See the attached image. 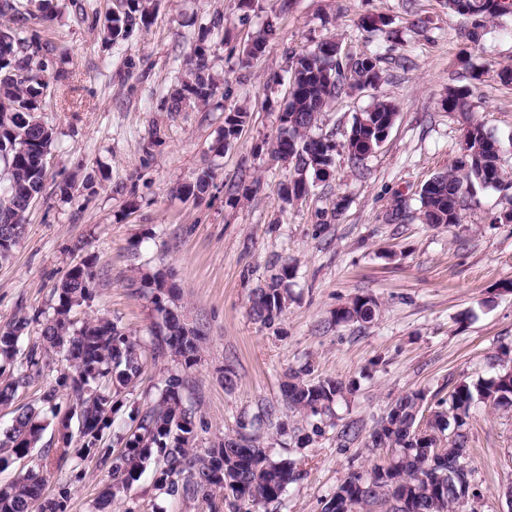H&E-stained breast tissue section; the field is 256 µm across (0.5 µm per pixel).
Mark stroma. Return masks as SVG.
Masks as SVG:
<instances>
[{
  "label": "stroma",
  "instance_id": "stroma-1",
  "mask_svg": "<svg viewBox=\"0 0 512 512\" xmlns=\"http://www.w3.org/2000/svg\"><path fill=\"white\" fill-rule=\"evenodd\" d=\"M110 5L52 0L53 21L28 25L53 47L40 118L57 140L26 232L0 262V325L30 317L22 343L38 341L34 312L48 309L71 267L90 259L95 296L74 320L105 316L145 342L161 315L127 280L137 267L171 273L182 312L204 337L183 393L197 409L195 448L242 429L259 435L275 457L296 460L302 476L257 512H322L350 472L391 460L392 449L371 447L370 435L397 399L420 392L425 406L437 407L460 382L491 376L502 351L512 350V291L504 289L512 282V223L498 219L512 194L478 190L465 197L461 223L448 227L425 224L417 201L462 153L461 119L442 106L452 87L470 89L471 111L500 140V164L512 180V85L498 78L512 67V13L478 22L449 11L445 0H151L148 24L109 47L92 19ZM371 14L387 26L364 31L361 20ZM477 23L482 38L465 67L458 54ZM209 25L208 64L219 88L208 102L170 111L199 30ZM269 26L275 33L263 51L247 57ZM324 41L344 56H377L381 80L322 112L313 133L337 144L331 175L310 180L308 195L288 204L280 188L289 165L272 151L288 70L292 56ZM379 99L396 104L395 123L375 153L352 165L342 144L354 116ZM236 107L248 108L250 121L228 149L214 151L224 114ZM205 169L213 177L201 198L179 193ZM399 199L406 211L395 220ZM286 262L296 273L285 311L262 325L250 297ZM358 295L378 301L375 320L335 323L336 310ZM304 364L308 381L357 383L312 423L282 394L289 371ZM174 370L146 363L125 393L124 427ZM351 422L360 435L348 442L341 432ZM463 432L476 492L470 512H512V407L477 404ZM52 440L45 431L30 461L0 471V483L39 466L45 497L65 485L68 512H90L110 473L86 461L77 480L71 464L43 466ZM112 512L210 508L162 494L149 470Z\"/></svg>",
  "mask_w": 512,
  "mask_h": 512
}]
</instances>
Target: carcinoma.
<instances>
[{
	"label": "carcinoma",
	"mask_w": 512,
	"mask_h": 512,
	"mask_svg": "<svg viewBox=\"0 0 512 512\" xmlns=\"http://www.w3.org/2000/svg\"><path fill=\"white\" fill-rule=\"evenodd\" d=\"M476 16H496L512 10L509 0H475ZM150 12L143 0H127L121 15L107 14L99 24V34L116 43L130 28L146 24ZM27 18L15 17L11 0H0V261L10 257L25 233V214L42 192L45 171L41 156L50 151L54 131L37 116L45 82L41 73L48 64L40 52L37 39L20 36ZM203 33L191 56L192 69L187 81L171 96V108L177 109L187 99L206 103L215 95L218 84L209 72L206 40ZM294 80L289 89L288 125L280 127L273 141V152L293 165V173L282 198L291 202L306 193L304 172L308 160L329 165L335 144L324 137L311 135L321 112L344 87L374 86L380 80L376 60L346 57L329 66L310 51L293 58ZM470 90L450 88L443 106L462 119V154L447 172L436 175L419 194L425 223L433 226L458 224L461 199L476 189L504 191L512 188L501 175V143L485 126L475 120L470 110ZM224 121V135L214 149L224 150L237 139L249 119L242 108L229 111ZM397 107L379 100L372 108L354 116L350 133L364 143L361 149L349 144V158L358 163L368 157L384 140L385 129L392 128ZM212 179L211 172L199 173L195 180L179 187L188 197L203 194ZM294 266L285 263L257 289L250 299L253 318L271 325L284 312L288 299L285 284ZM165 273L140 271L129 279V287L151 296L156 310L165 312L167 295L162 291ZM93 285L69 271L54 288L52 312L40 311L33 320L44 317L41 340L20 352L19 341L30 319L19 317L0 326V406L12 404L19 390L41 377L62 355L69 370H63L40 395L38 402L14 412L9 428L0 439V467L24 458L41 441L44 431L59 424L61 406L66 395L69 407L81 412L84 430L79 435L64 433L61 445L51 449L61 463L74 459L79 468L94 461L108 468L112 482L94 504L95 512H111L112 504L125 497L147 467H154L156 489L169 496H201L212 501L215 491H224L227 506L238 512L241 506L258 505L280 499L286 488L300 478L297 463L275 459L271 448L246 434L226 436L204 454L194 452L195 410L182 396L186 380L179 373L170 374L156 387L154 402L139 416L134 428L122 431L116 422L122 412V393L134 386L147 357L167 359L182 369L194 366L200 355L202 337L198 328L185 330L175 317L163 318L164 325L152 332L150 348H145L111 319L100 316L76 323L71 319L74 308L88 303ZM378 305L369 296H356L336 310V323L368 324L376 317ZM307 368L288 374L284 396L288 406L310 419L325 414L353 384L327 378L317 383L304 380ZM424 395L412 392L400 397L395 410L387 413L371 433L374 448H393L395 455L386 466H375L366 473L352 472L325 503L323 512H458L460 489L469 481V472L448 473V461L468 454L467 440L460 433L478 403L493 407L512 404V377L504 370L475 383H461L452 394L448 418L432 425L431 435L410 441L407 430L419 419ZM50 409L54 422L47 421L44 409ZM453 430L454 439L443 456H432L437 434ZM43 480L37 475L17 476L0 484V512H32L42 501L41 512H67L69 490L64 486L58 495L41 500Z\"/></svg>",
	"instance_id": "cac0c4a2"
}]
</instances>
